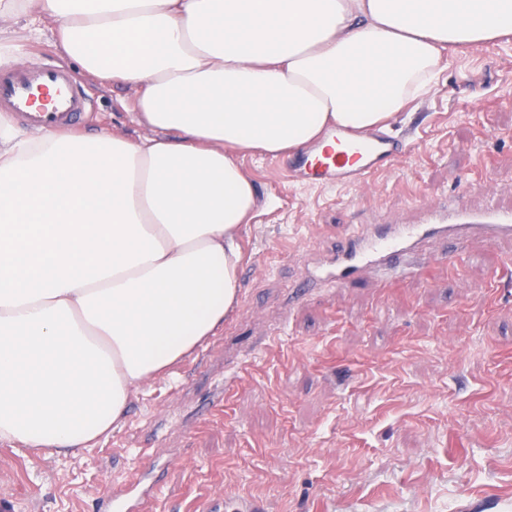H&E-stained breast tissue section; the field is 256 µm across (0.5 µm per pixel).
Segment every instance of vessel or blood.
I'll return each mask as SVG.
<instances>
[{"instance_id":"obj_1","label":"vessel or blood","mask_w":512,"mask_h":512,"mask_svg":"<svg viewBox=\"0 0 512 512\" xmlns=\"http://www.w3.org/2000/svg\"><path fill=\"white\" fill-rule=\"evenodd\" d=\"M89 106L88 97L64 69L0 68L2 113L34 126L71 127ZM325 136L336 141V151L303 147L296 158L284 162V169L295 172L305 184L360 187L413 150L410 141L385 131L362 136L347 128H333ZM421 215L419 223L398 225L394 231L364 238L358 244L345 242L336 252L334 265L325 272L329 285H346L367 269L376 270L385 281L421 273L416 251L429 238L447 241L444 257L448 260L455 259L472 236L512 238V211L492 205L475 211L462 195L452 197L447 205L427 206Z\"/></svg>"}]
</instances>
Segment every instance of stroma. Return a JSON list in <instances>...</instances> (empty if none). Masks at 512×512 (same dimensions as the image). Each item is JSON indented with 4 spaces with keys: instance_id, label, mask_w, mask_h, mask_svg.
<instances>
[{
    "instance_id": "stroma-1",
    "label": "stroma",
    "mask_w": 512,
    "mask_h": 512,
    "mask_svg": "<svg viewBox=\"0 0 512 512\" xmlns=\"http://www.w3.org/2000/svg\"><path fill=\"white\" fill-rule=\"evenodd\" d=\"M57 24L0 18V38H24L28 67H65ZM78 83L93 106L79 131L148 135L134 89ZM389 129L415 151L362 189L302 185L276 157L238 153L259 205L223 329L94 447L0 442V512H103L130 479L160 483L152 512H512V239H471L455 263L429 240L420 275L369 272L288 304L350 227L410 223L463 191L475 208L512 207V37L448 53Z\"/></svg>"
}]
</instances>
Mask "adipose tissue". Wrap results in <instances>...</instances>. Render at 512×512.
I'll return each instance as SVG.
<instances>
[{
    "label": "adipose tissue",
    "instance_id": "adipose-tissue-1",
    "mask_svg": "<svg viewBox=\"0 0 512 512\" xmlns=\"http://www.w3.org/2000/svg\"><path fill=\"white\" fill-rule=\"evenodd\" d=\"M57 17L56 47L132 86L149 137L0 115V441L76 450L224 325L257 204L239 151L369 130L456 45L512 34V0H0Z\"/></svg>",
    "mask_w": 512,
    "mask_h": 512
}]
</instances>
